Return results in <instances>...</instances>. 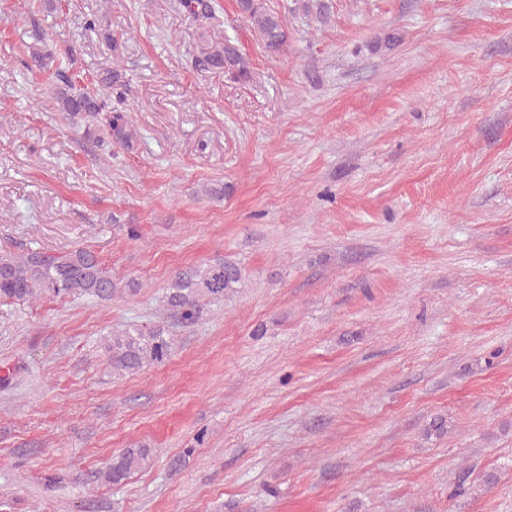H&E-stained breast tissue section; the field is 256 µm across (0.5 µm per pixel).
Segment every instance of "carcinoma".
<instances>
[{"label":"carcinoma","instance_id":"carcinoma-1","mask_svg":"<svg viewBox=\"0 0 512 512\" xmlns=\"http://www.w3.org/2000/svg\"><path fill=\"white\" fill-rule=\"evenodd\" d=\"M181 6L192 17H206L212 12L210 0H181ZM245 16L259 37L265 51L279 54L288 40L282 18L265 6L264 0H238ZM75 50L68 48L56 56L53 52L34 51L33 65L48 73L47 83L58 109L71 116L83 112H110V135L123 145L132 142L133 132L125 114L112 108V87L120 82V70L114 68L97 77L95 94L79 88L70 74ZM200 65L215 72H225L245 80L249 70L245 57L229 39L205 56ZM246 271L241 263L217 258L206 264L187 267L169 281L166 294V315L181 325L194 324L204 306L221 304L242 287ZM140 283L112 275L99 256L89 248L77 247L59 255L40 251L0 253V305H23L41 298L91 296L110 301L115 295H135ZM176 338L165 324L148 328L130 326L104 339L112 371L120 376L134 374L168 361ZM151 449L125 448L99 472L98 480L107 485H120L136 471L150 466Z\"/></svg>","mask_w":512,"mask_h":512}]
</instances>
